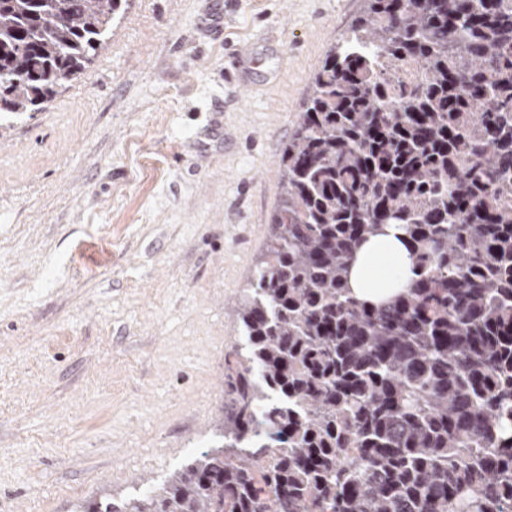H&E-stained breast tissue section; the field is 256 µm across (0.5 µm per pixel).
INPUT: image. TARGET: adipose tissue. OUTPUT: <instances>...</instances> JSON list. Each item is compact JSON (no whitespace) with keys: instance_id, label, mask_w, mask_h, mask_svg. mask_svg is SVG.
I'll return each mask as SVG.
<instances>
[{"instance_id":"ef3b65f1","label":"adipose tissue","mask_w":512,"mask_h":512,"mask_svg":"<svg viewBox=\"0 0 512 512\" xmlns=\"http://www.w3.org/2000/svg\"><path fill=\"white\" fill-rule=\"evenodd\" d=\"M412 262L400 230L370 238L351 268L350 286L356 297L376 302L407 288Z\"/></svg>"}]
</instances>
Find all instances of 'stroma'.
I'll return each instance as SVG.
<instances>
[{
	"instance_id": "stroma-1",
	"label": "stroma",
	"mask_w": 512,
	"mask_h": 512,
	"mask_svg": "<svg viewBox=\"0 0 512 512\" xmlns=\"http://www.w3.org/2000/svg\"><path fill=\"white\" fill-rule=\"evenodd\" d=\"M361 0H128L0 122V512L120 499L218 441L291 122Z\"/></svg>"
}]
</instances>
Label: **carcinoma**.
Returning <instances> with one entry per match:
<instances>
[{"instance_id":"cac0c4a2","label":"carcinoma","mask_w":512,"mask_h":512,"mask_svg":"<svg viewBox=\"0 0 512 512\" xmlns=\"http://www.w3.org/2000/svg\"><path fill=\"white\" fill-rule=\"evenodd\" d=\"M121 0H0V116L85 69ZM237 307L223 441L75 512H512V0H362L314 72ZM397 224L405 293L348 284Z\"/></svg>"}]
</instances>
